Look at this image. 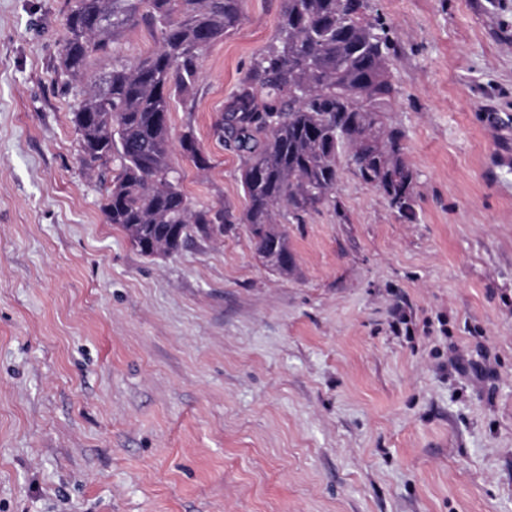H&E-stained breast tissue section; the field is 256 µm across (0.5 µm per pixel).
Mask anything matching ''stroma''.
Masks as SVG:
<instances>
[{
  "mask_svg": "<svg viewBox=\"0 0 512 512\" xmlns=\"http://www.w3.org/2000/svg\"><path fill=\"white\" fill-rule=\"evenodd\" d=\"M369 4L416 217L341 155L281 276L242 224L151 258L105 223L68 2L0 0V512H512V0ZM282 9L244 0L173 104L194 203L243 208L216 125ZM157 47L138 23L90 72Z\"/></svg>",
  "mask_w": 512,
  "mask_h": 512,
  "instance_id": "35a3bbf8",
  "label": "stroma"
}]
</instances>
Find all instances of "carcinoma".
Wrapping results in <instances>:
<instances>
[{
  "instance_id": "cac0c4a2",
  "label": "carcinoma",
  "mask_w": 512,
  "mask_h": 512,
  "mask_svg": "<svg viewBox=\"0 0 512 512\" xmlns=\"http://www.w3.org/2000/svg\"><path fill=\"white\" fill-rule=\"evenodd\" d=\"M242 2L69 0L60 65L74 77L87 75L90 59L108 54L139 21L158 34L156 52L131 66L112 61L104 89L91 81L71 112L83 164L112 173L105 221L146 257L171 255L196 236H222L230 222L224 208H198L184 193L169 163L168 122L172 103L191 99L207 49L241 26ZM277 40L225 102L217 131L243 157L238 220L258 250L278 238L267 268L286 276L294 261L277 217L303 224L329 201L342 151L409 220L417 174L405 161L401 133L384 119L394 92L390 41L368 0H284ZM181 147L195 164H207L191 132Z\"/></svg>"
}]
</instances>
